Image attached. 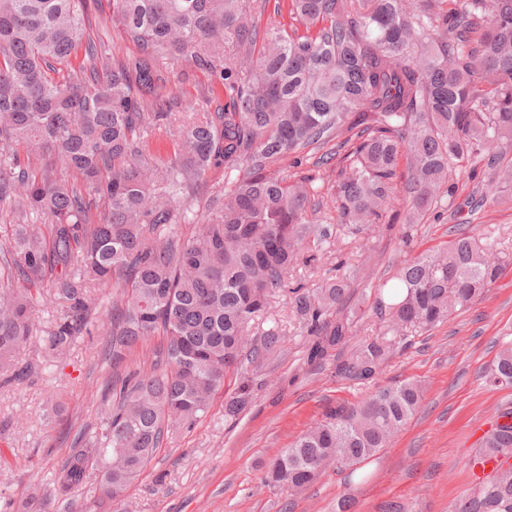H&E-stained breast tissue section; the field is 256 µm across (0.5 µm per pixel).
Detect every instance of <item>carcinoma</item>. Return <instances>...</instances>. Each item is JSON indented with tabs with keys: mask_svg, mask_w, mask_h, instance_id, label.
Masks as SVG:
<instances>
[{
	"mask_svg": "<svg viewBox=\"0 0 512 512\" xmlns=\"http://www.w3.org/2000/svg\"><path fill=\"white\" fill-rule=\"evenodd\" d=\"M290 24L251 21L249 0H112L111 22L139 51L117 58L92 30L91 0H0V206L15 214L0 258V384L19 385L16 360L37 331L49 282L62 314L44 336L63 358L87 330L91 289L113 288L100 319L102 350L117 363L153 336L149 370L121 380L118 401L80 435L42 512H94L88 489L118 500L162 447L171 425L206 417L235 377L224 415L252 401L254 367L283 343L278 327L250 336L270 297H288L316 340L308 356L336 355V381L366 385L410 338L429 332L494 283L509 257L474 235L410 258L375 288L378 330L359 336L344 312L352 282L288 287V269L316 261L329 224L308 217L316 178H293L303 150L344 137V153L315 165L336 172V223L352 235L401 220V242L454 202L460 177L489 162L477 210L512 202V0H262ZM83 58L74 68L77 49ZM188 61L217 76L224 103L179 116L166 65ZM175 145L162 166L142 159L148 130ZM406 160L405 183L399 166ZM239 171L219 205L183 239L185 190L213 167ZM77 179L71 181L68 173ZM166 183L156 191V184ZM512 387V343L486 375ZM423 399L417 381L378 386L339 403L272 461L264 483L310 486L327 464L358 471L388 447ZM481 438L473 465L512 457V408ZM454 512H512V474L491 475Z\"/></svg>",
	"mask_w": 512,
	"mask_h": 512,
	"instance_id": "cac0c4a2",
	"label": "carcinoma"
}]
</instances>
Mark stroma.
Here are the masks:
<instances>
[{
    "label": "stroma",
    "mask_w": 512,
    "mask_h": 512,
    "mask_svg": "<svg viewBox=\"0 0 512 512\" xmlns=\"http://www.w3.org/2000/svg\"><path fill=\"white\" fill-rule=\"evenodd\" d=\"M167 76L182 106L205 98L223 100L224 89L192 63L168 66ZM453 206L429 213L408 242L397 231L352 235L339 228L324 244L320 259L298 264L288 273L292 284L313 286L336 276H353L351 307L372 303L374 286L390 279L398 263L446 240L457 230ZM466 229L485 234L512 256V204L487 205ZM270 323L284 343L267 356L254 375V397L239 416L224 414V394H216L209 415L192 429H174L123 500L104 502L97 512H386L388 504L404 512H453L477 483L470 459L501 409L512 406V388L486 383L484 373L501 343L512 341V264L464 310L411 345L398 349L379 374L377 385L404 379L421 381L424 400L388 448L364 463L360 473L328 466L306 490L290 492L262 481L263 465L336 403L357 402L366 386L337 382L331 361L315 363L313 342L281 297L271 300ZM153 337L112 364L97 337L84 335L63 361H48L41 335L31 337L18 356L30 367L20 385L0 387V503L15 512H39L29 500L31 488L49 484L75 445L79 433L96 426L102 394L113 381L150 368ZM66 405L52 416V394ZM26 414L16 424V414Z\"/></svg>",
    "instance_id": "stroma-1"
}]
</instances>
